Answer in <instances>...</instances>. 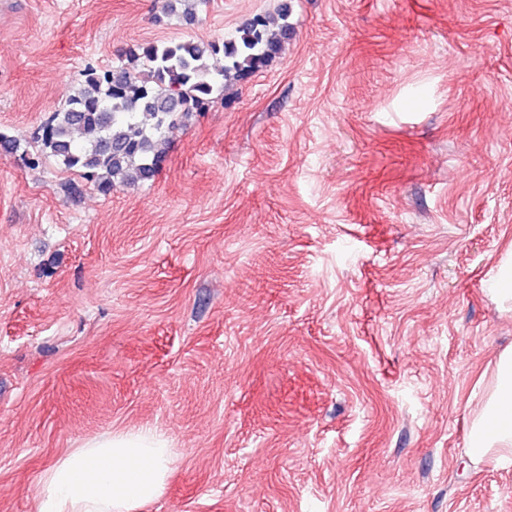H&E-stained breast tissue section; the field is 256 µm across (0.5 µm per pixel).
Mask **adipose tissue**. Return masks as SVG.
I'll return each mask as SVG.
<instances>
[{
	"instance_id": "obj_1",
	"label": "adipose tissue",
	"mask_w": 512,
	"mask_h": 512,
	"mask_svg": "<svg viewBox=\"0 0 512 512\" xmlns=\"http://www.w3.org/2000/svg\"><path fill=\"white\" fill-rule=\"evenodd\" d=\"M468 454L512 458V353L474 421ZM166 439L151 430L109 435L73 449L41 476L39 512H141L161 497L170 478Z\"/></svg>"
}]
</instances>
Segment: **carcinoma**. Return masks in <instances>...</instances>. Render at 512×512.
<instances>
[{
    "label": "carcinoma",
    "instance_id": "1",
    "mask_svg": "<svg viewBox=\"0 0 512 512\" xmlns=\"http://www.w3.org/2000/svg\"><path fill=\"white\" fill-rule=\"evenodd\" d=\"M206 0H164V13L185 26L198 20ZM288 37V7L278 18L259 16L222 41L170 40L137 43L126 62L112 68L88 65L80 88L52 112L33 135L34 150L22 154L28 167L52 158L107 193L116 179L128 183L154 176L163 133L206 111L238 80L262 68ZM224 58L220 77L210 59Z\"/></svg>",
    "mask_w": 512,
    "mask_h": 512
}]
</instances>
